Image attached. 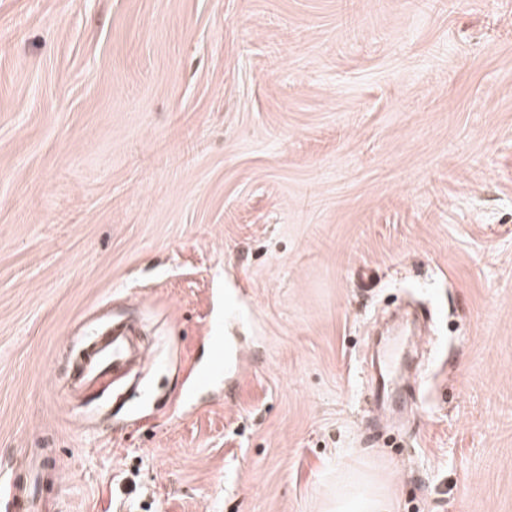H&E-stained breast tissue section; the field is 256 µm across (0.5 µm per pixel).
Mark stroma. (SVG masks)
Wrapping results in <instances>:
<instances>
[{
    "label": "stroma",
    "instance_id": "35a3bbf8",
    "mask_svg": "<svg viewBox=\"0 0 512 512\" xmlns=\"http://www.w3.org/2000/svg\"><path fill=\"white\" fill-rule=\"evenodd\" d=\"M434 339L369 380L384 319ZM224 313L238 377L181 408ZM117 317L124 402L70 399ZM47 512H512V0H0V475ZM148 356L133 332L124 324L90 340L82 354L80 365L70 381L72 390L90 387L105 377H112L139 364ZM349 491L352 488L346 486L336 489V496L326 502L324 512H346V504L354 495L360 500V511L387 512L384 510L386 493L383 484L375 476L365 478L352 495L348 494Z\"/></svg>",
    "mask_w": 512,
    "mask_h": 512
}]
</instances>
